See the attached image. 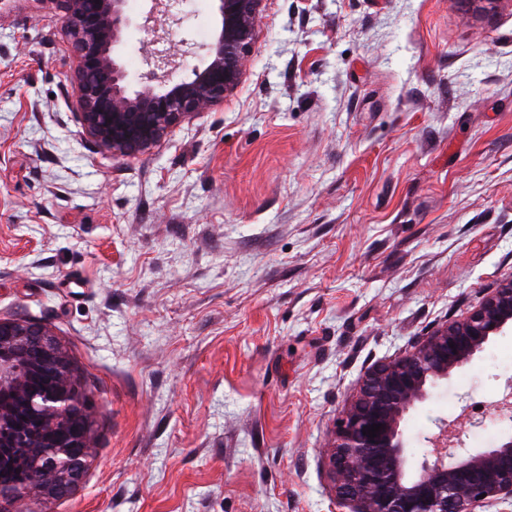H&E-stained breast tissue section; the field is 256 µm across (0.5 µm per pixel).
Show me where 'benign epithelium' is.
<instances>
[{
    "instance_id": "benign-epithelium-1",
    "label": "benign epithelium",
    "mask_w": 512,
    "mask_h": 512,
    "mask_svg": "<svg viewBox=\"0 0 512 512\" xmlns=\"http://www.w3.org/2000/svg\"><path fill=\"white\" fill-rule=\"evenodd\" d=\"M61 13L75 84L73 107L84 133L114 158H135L206 108L224 104L237 88L241 63L256 36L262 0H214L217 26L203 64L176 78L169 58L133 77L120 58L132 24L127 0H48ZM512 330V275L461 317L410 343L397 356L370 366L336 420L327 467L336 501L347 512H487L512 504V433L471 448L467 430L439 419L425 437L428 450L407 470L402 423L429 389L470 364L494 336ZM52 384L37 389L18 365L31 347ZM23 410L40 424L18 443L12 427ZM489 415L512 419V378ZM92 406L70 359L51 331L25 320L0 319V461L24 471L11 490L0 486V512L37 492L66 497L83 479L90 453ZM381 425L376 437L365 434ZM29 448H52L54 460L31 462Z\"/></svg>"
}]
</instances>
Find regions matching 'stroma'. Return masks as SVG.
Here are the masks:
<instances>
[{"instance_id":"1","label":"stroma","mask_w":512,"mask_h":512,"mask_svg":"<svg viewBox=\"0 0 512 512\" xmlns=\"http://www.w3.org/2000/svg\"><path fill=\"white\" fill-rule=\"evenodd\" d=\"M132 74L203 57L213 0L148 17ZM48 0H0V318L40 323L93 406L68 497L21 512H334L365 370L512 275V7L264 0L240 82L133 159L73 109ZM512 332L407 432L489 405Z\"/></svg>"}]
</instances>
